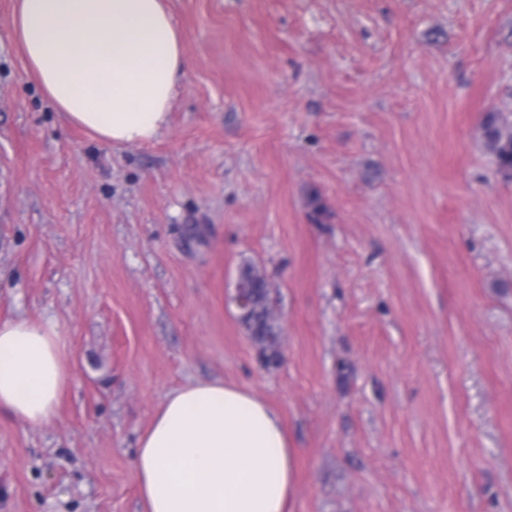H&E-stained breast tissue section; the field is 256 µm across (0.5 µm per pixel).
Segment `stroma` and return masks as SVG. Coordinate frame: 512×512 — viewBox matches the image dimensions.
Here are the masks:
<instances>
[{"label": "stroma", "mask_w": 512, "mask_h": 512, "mask_svg": "<svg viewBox=\"0 0 512 512\" xmlns=\"http://www.w3.org/2000/svg\"><path fill=\"white\" fill-rule=\"evenodd\" d=\"M192 61L153 142L69 126L0 0V321L72 373L0 412V512H144L167 395L256 393L297 450L288 512H512V0H166ZM266 274L280 359L238 320ZM488 152L497 167L512 174V114L488 112L482 123Z\"/></svg>", "instance_id": "1"}]
</instances>
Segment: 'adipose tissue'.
I'll return each mask as SVG.
<instances>
[{"mask_svg":"<svg viewBox=\"0 0 512 512\" xmlns=\"http://www.w3.org/2000/svg\"><path fill=\"white\" fill-rule=\"evenodd\" d=\"M27 71L66 121L108 144H145L167 126L189 68L164 0H16ZM71 381L59 326L0 323V410L40 428ZM145 512H286L296 451L278 413L241 387L170 393L139 441Z\"/></svg>","mask_w":512,"mask_h":512,"instance_id":"obj_1","label":"adipose tissue"}]
</instances>
